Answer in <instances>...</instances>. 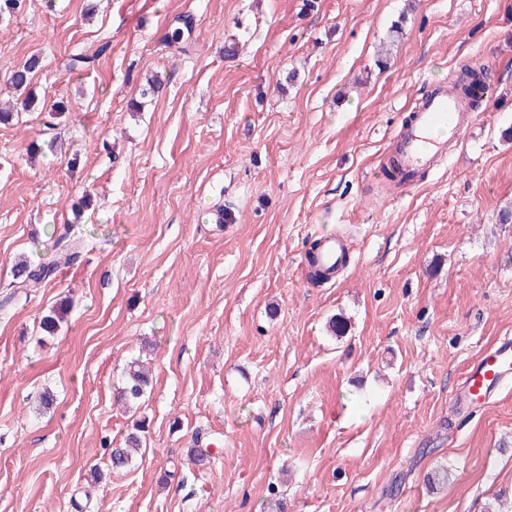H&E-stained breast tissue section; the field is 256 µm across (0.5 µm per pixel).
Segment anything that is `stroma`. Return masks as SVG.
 <instances>
[{"instance_id":"stroma-1","label":"stroma","mask_w":512,"mask_h":512,"mask_svg":"<svg viewBox=\"0 0 512 512\" xmlns=\"http://www.w3.org/2000/svg\"><path fill=\"white\" fill-rule=\"evenodd\" d=\"M96 2L87 19V0H25L0 21V99L38 54L39 102L72 108L54 140L35 112L0 125V296L53 230L94 236L0 309V512H512V387L468 417L451 405L512 336V0ZM187 14L178 53L163 36ZM104 39L94 70L60 69ZM465 64L496 84L480 120L388 197L387 139ZM152 73L166 86L142 95ZM35 139L55 148L32 163ZM328 233L349 262L318 283L306 254ZM141 355L152 388L128 411L113 391ZM140 418L133 464L92 480ZM198 442L211 468L190 462ZM70 310V303L67 299L60 300L48 314L44 315L39 328L44 335H55L59 331L60 324L65 320Z\"/></svg>"}]
</instances>
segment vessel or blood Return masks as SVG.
Returning <instances> with one entry per match:
<instances>
[{
    "label": "vessel or blood",
    "mask_w": 512,
    "mask_h": 512,
    "mask_svg": "<svg viewBox=\"0 0 512 512\" xmlns=\"http://www.w3.org/2000/svg\"><path fill=\"white\" fill-rule=\"evenodd\" d=\"M477 116L456 79L433 85L397 126L388 143L389 156L403 174L402 189H412L421 171L443 161L449 146ZM346 253L342 239L329 237L322 240L316 260L334 276L342 270ZM511 383L512 336H503L468 366L455 393V407L460 412L485 408Z\"/></svg>",
    "instance_id": "b4317fda"
}]
</instances>
